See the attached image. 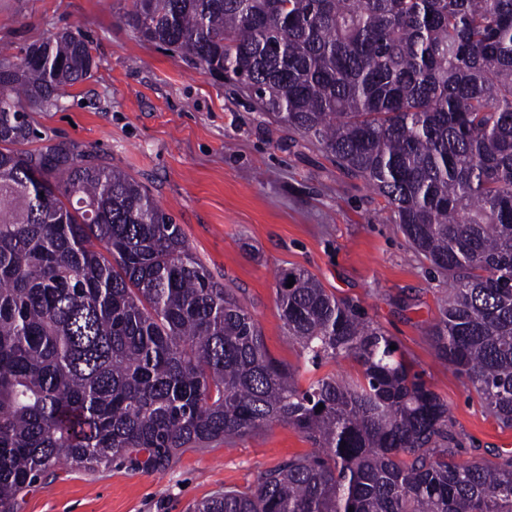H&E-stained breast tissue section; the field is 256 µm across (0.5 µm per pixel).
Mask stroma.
Wrapping results in <instances>:
<instances>
[{
    "label": "stroma",
    "mask_w": 512,
    "mask_h": 512,
    "mask_svg": "<svg viewBox=\"0 0 512 512\" xmlns=\"http://www.w3.org/2000/svg\"><path fill=\"white\" fill-rule=\"evenodd\" d=\"M129 0H0V44L21 50L71 30L98 64L59 107L34 115L43 144L73 142L144 183L180 224L191 251L238 289L278 362L313 375L356 377L354 359L309 371L283 328L277 279L307 271L337 298L358 305L397 342L431 389L447 401L459 461L512 456L502 427L436 356L429 330L447 287L434 277L360 178L315 144L268 123L231 83L217 84L177 55L140 38L123 21ZM312 443L285 424L229 442L183 449L163 470L134 451L96 469L56 467L28 488L18 512H190L227 486Z\"/></svg>",
    "instance_id": "stroma-1"
}]
</instances>
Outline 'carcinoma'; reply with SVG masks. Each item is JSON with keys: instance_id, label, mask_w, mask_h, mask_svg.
Wrapping results in <instances>:
<instances>
[{"instance_id": "obj_1", "label": "carcinoma", "mask_w": 512, "mask_h": 512, "mask_svg": "<svg viewBox=\"0 0 512 512\" xmlns=\"http://www.w3.org/2000/svg\"><path fill=\"white\" fill-rule=\"evenodd\" d=\"M123 18L385 198L448 280L437 358L511 428L512 0H131ZM94 68L72 32L19 60L0 45V512L62 462L146 450L164 469L275 423L317 452L193 512H512V460L458 463L448 403L357 305L284 273L307 364L361 366L303 389L141 182L73 144L30 148L33 113Z\"/></svg>"}]
</instances>
